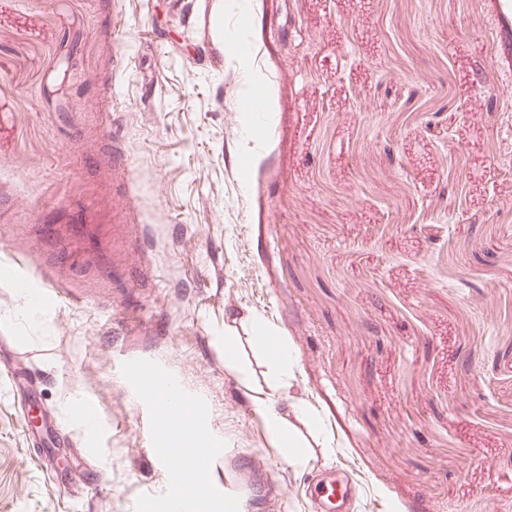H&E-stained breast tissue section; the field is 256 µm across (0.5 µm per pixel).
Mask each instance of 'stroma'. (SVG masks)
Here are the masks:
<instances>
[{
  "mask_svg": "<svg viewBox=\"0 0 512 512\" xmlns=\"http://www.w3.org/2000/svg\"><path fill=\"white\" fill-rule=\"evenodd\" d=\"M508 19L512 0H0V512H170L138 368L208 419L205 512H248L238 460L251 491L274 475L278 512H319L332 472L349 512H512ZM239 36L259 117L237 109ZM257 316L294 355L280 379ZM266 392L322 421L306 466ZM36 406L65 441L49 464ZM262 408L268 422L271 437L284 449L288 460L295 466H303L307 462L305 443L289 419V415L276 411L263 403Z\"/></svg>",
  "mask_w": 512,
  "mask_h": 512,
  "instance_id": "stroma-1",
  "label": "stroma"
}]
</instances>
